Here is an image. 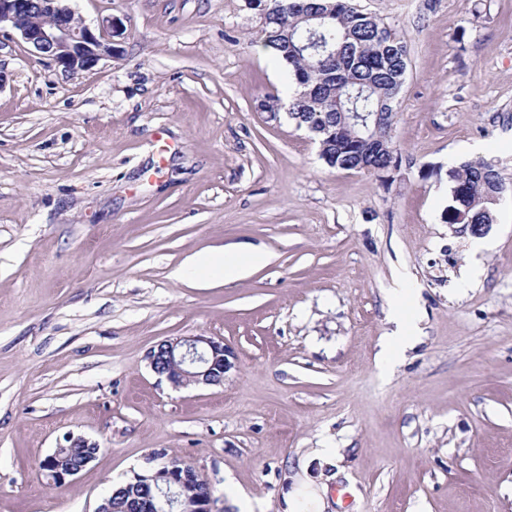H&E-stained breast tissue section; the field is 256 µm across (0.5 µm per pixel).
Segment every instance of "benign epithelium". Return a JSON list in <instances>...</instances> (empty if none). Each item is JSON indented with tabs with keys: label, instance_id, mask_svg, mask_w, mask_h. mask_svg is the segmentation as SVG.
<instances>
[{
	"label": "benign epithelium",
	"instance_id": "benign-epithelium-1",
	"mask_svg": "<svg viewBox=\"0 0 512 512\" xmlns=\"http://www.w3.org/2000/svg\"><path fill=\"white\" fill-rule=\"evenodd\" d=\"M18 33L32 51L66 71L88 70L116 51L114 38L122 35V23L112 17L97 29L85 24L67 0H0V31ZM232 352L224 340L211 336H188L164 340L147 354L152 371L175 389L196 385L220 386L231 369ZM71 447L86 451L83 461L57 471L59 485L74 481L99 453V445L83 436H69ZM141 480L149 489L135 512H214L215 499L189 493L192 482L179 477L174 461L168 460Z\"/></svg>",
	"mask_w": 512,
	"mask_h": 512
}]
</instances>
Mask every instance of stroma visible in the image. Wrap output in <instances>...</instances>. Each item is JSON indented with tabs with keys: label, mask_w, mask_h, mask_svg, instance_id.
Returning a JSON list of instances; mask_svg holds the SVG:
<instances>
[{
	"label": "stroma",
	"mask_w": 512,
	"mask_h": 512,
	"mask_svg": "<svg viewBox=\"0 0 512 512\" xmlns=\"http://www.w3.org/2000/svg\"><path fill=\"white\" fill-rule=\"evenodd\" d=\"M408 48L393 181L328 167L254 0H71L113 57L67 72L0 34V512H95L162 453L216 512H512V197L444 223L466 144L512 179V0H358ZM250 242L242 279L177 277ZM418 333L391 369L392 291ZM222 338L220 386L173 389L163 340ZM102 450L53 486L67 435Z\"/></svg>",
	"instance_id": "obj_1"
}]
</instances>
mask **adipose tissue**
Returning a JSON list of instances; mask_svg holds the SVG:
<instances>
[{"label": "adipose tissue", "mask_w": 512, "mask_h": 512, "mask_svg": "<svg viewBox=\"0 0 512 512\" xmlns=\"http://www.w3.org/2000/svg\"><path fill=\"white\" fill-rule=\"evenodd\" d=\"M265 260V254L252 250L248 246L239 245L199 256L180 268L178 275L183 279L227 283Z\"/></svg>", "instance_id": "ef3b65f1"}]
</instances>
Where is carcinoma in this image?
<instances>
[{
	"instance_id": "cac0c4a2",
	"label": "carcinoma",
	"mask_w": 512,
	"mask_h": 512,
	"mask_svg": "<svg viewBox=\"0 0 512 512\" xmlns=\"http://www.w3.org/2000/svg\"><path fill=\"white\" fill-rule=\"evenodd\" d=\"M263 13V47L288 70L295 86L288 115L306 127L331 168L369 167L384 182L400 168L390 131L395 101L407 75V48L383 18L354 0H257ZM450 197L442 213L448 224H493L496 199L507 187L497 165L469 159L448 170ZM82 456L63 448L39 468L51 480ZM142 485L121 486L117 507L129 508Z\"/></svg>"
}]
</instances>
